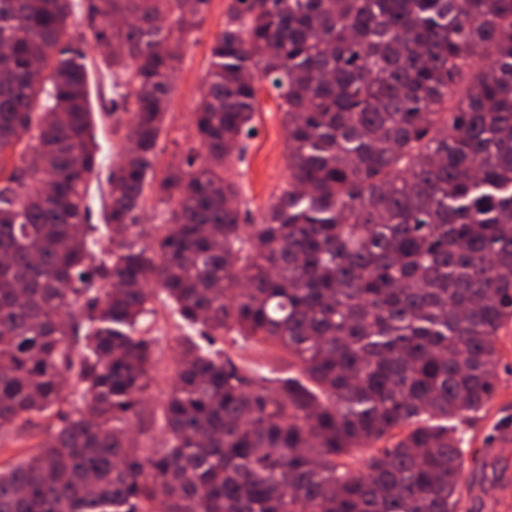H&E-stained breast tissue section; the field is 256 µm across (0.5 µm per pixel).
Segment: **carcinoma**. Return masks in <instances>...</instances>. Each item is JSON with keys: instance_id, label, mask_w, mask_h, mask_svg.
I'll return each mask as SVG.
<instances>
[{"instance_id": "1", "label": "carcinoma", "mask_w": 512, "mask_h": 512, "mask_svg": "<svg viewBox=\"0 0 512 512\" xmlns=\"http://www.w3.org/2000/svg\"><path fill=\"white\" fill-rule=\"evenodd\" d=\"M211 0H97L91 37L135 107L89 247L98 162L72 0H0V512H455L462 426L512 325V0H231L159 165L187 36ZM130 17L116 26L109 18ZM288 187L258 224L238 164L257 84ZM173 203L142 243L145 190ZM160 289L176 343L165 444L149 410ZM252 341L292 359L262 374Z\"/></svg>"}]
</instances>
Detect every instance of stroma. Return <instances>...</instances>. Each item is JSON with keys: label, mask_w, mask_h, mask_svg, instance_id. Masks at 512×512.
<instances>
[{"label": "stroma", "mask_w": 512, "mask_h": 512, "mask_svg": "<svg viewBox=\"0 0 512 512\" xmlns=\"http://www.w3.org/2000/svg\"><path fill=\"white\" fill-rule=\"evenodd\" d=\"M228 0H211L206 19L189 37L190 46L183 56L170 94L168 113L158 142L161 162L191 143L192 112L203 90L210 66V46L224 21ZM90 102L100 164L89 183L90 220L103 221L108 201L109 178L118 165L130 132L129 111L108 115L103 101L112 96V76L100 65L99 52L87 51ZM260 110L255 116L257 132L246 139L242 173L243 205L251 220H259L288 184V150L284 115L275 92L260 89ZM154 315L149 321L152 333L166 363L154 376L150 389L152 404L166 397L172 379L171 348L181 332L177 319L162 300H154ZM499 347L502 366L500 384L490 409L466 425L464 446L466 482L462 488L459 512H512V330L503 331Z\"/></svg>", "instance_id": "1"}]
</instances>
